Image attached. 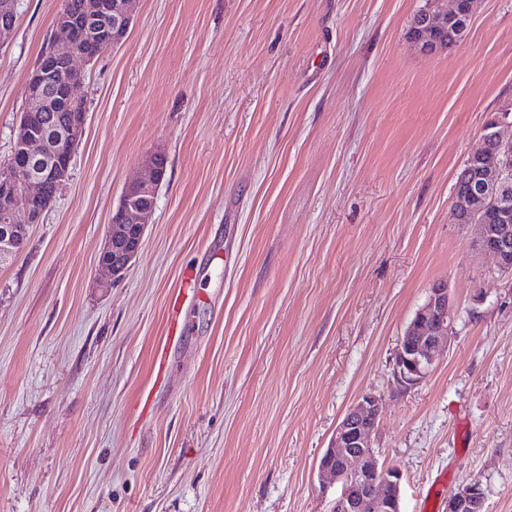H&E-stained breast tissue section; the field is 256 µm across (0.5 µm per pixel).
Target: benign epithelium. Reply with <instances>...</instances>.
I'll return each mask as SVG.
<instances>
[{
  "label": "benign epithelium",
  "instance_id": "benign-epithelium-1",
  "mask_svg": "<svg viewBox=\"0 0 512 512\" xmlns=\"http://www.w3.org/2000/svg\"><path fill=\"white\" fill-rule=\"evenodd\" d=\"M135 0H107L101 5L112 22L109 46L118 44L128 33L133 19ZM476 0H431L424 9L413 43L425 54L445 50L441 44L447 34L450 15L464 13L473 17ZM56 31L65 39V48L52 49V56L68 62L61 96H66L84 83L85 71L77 62L90 63L96 55L78 47L74 32L61 23ZM512 110L497 114L484 125L478 147L470 153L478 168L472 183L485 190L507 214L512 210ZM85 123L73 124L48 138L34 132L25 123L15 130L13 154L22 159L17 166L8 161L0 167V193L11 203L0 211L5 231L0 233V259L16 256L23 246L19 225L31 222L24 201L43 192L45 182L66 178L72 156L57 159L53 148L74 146L82 138ZM160 151L146 155L142 174L127 184L112 223L120 225L118 232L108 229L107 243L98 258V266L110 279L100 283L107 288L121 277L140 252L145 218L153 211L154 203L147 195L157 194L163 181L159 160ZM479 251L490 256L494 268L501 274H512V225L474 224ZM454 311L449 301L448 284L437 282L428 289L423 305L400 337L394 356V376L399 384L413 386L432 371L437 357L445 350L453 334ZM381 399L369 393L359 397L338 423L328 448L319 461V472L329 484L340 485V493L332 501L331 512H401L402 475L394 468L380 463L375 447ZM485 492L481 482L470 479L459 485L446 501V512H473L484 507Z\"/></svg>",
  "mask_w": 512,
  "mask_h": 512
}]
</instances>
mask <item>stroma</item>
<instances>
[{
  "label": "stroma",
  "mask_w": 512,
  "mask_h": 512,
  "mask_svg": "<svg viewBox=\"0 0 512 512\" xmlns=\"http://www.w3.org/2000/svg\"><path fill=\"white\" fill-rule=\"evenodd\" d=\"M425 4L137 0L85 67L56 202L0 265V512H330L318 462L365 393L402 512L443 471L512 512V281L452 211L512 102V0H479L434 55L407 35ZM62 5L18 0L0 43V163ZM156 149L142 248L100 287L112 212ZM442 280L450 345L402 386L398 339Z\"/></svg>",
  "instance_id": "stroma-1"
}]
</instances>
